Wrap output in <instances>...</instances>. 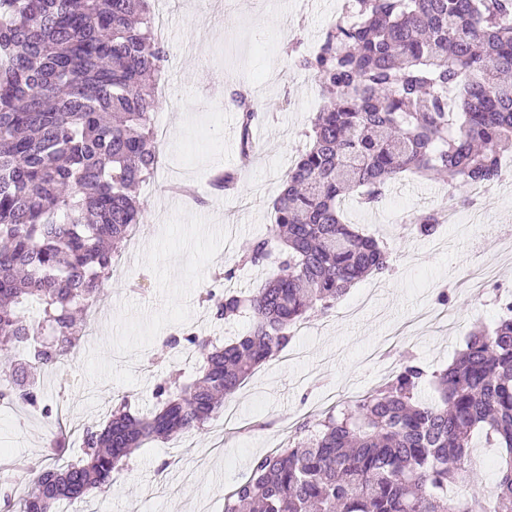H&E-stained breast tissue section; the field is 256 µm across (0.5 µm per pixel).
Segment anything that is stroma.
<instances>
[{
  "instance_id": "1",
  "label": "stroma",
  "mask_w": 512,
  "mask_h": 512,
  "mask_svg": "<svg viewBox=\"0 0 512 512\" xmlns=\"http://www.w3.org/2000/svg\"><path fill=\"white\" fill-rule=\"evenodd\" d=\"M344 0H272L240 7L238 0H156L167 19L169 96L153 114L160 163L142 184V224L112 267L105 296L91 316L67 374L44 375L49 404L68 410L70 423L16 406H0V456L33 467L77 459L86 426L107 420L114 398L126 395L134 412L154 409V389L169 372L182 382L197 375L199 359L169 350L168 336L192 329L219 340L247 332L251 319L215 320L199 302L221 285L254 292L279 272V256L261 267L239 256L274 222L272 201L306 146L324 97L315 75L293 63L314 53L339 17ZM253 100L254 152L239 161L236 96ZM236 171L237 183L218 191L215 170ZM453 202L459 220L431 236L409 233L404 221ZM348 222L386 243L392 272L353 285L329 315L313 314L293 338L298 358L259 366L231 398L233 420L216 418L181 446L149 441L112 490L89 493L81 512H224V495L250 474V463L286 444L297 423L319 418L331 394H363L379 383L383 365L414 355L424 366L452 363L473 326H494L498 290L512 289V255L474 245L492 225L512 222V180L481 198L449 192L446 183L405 176L383 200L365 208L347 198ZM495 269L483 293L469 279L477 265ZM152 353L151 370L136 369ZM61 436L58 449L50 437Z\"/></svg>"
}]
</instances>
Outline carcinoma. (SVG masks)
I'll return each mask as SVG.
<instances>
[{
  "mask_svg": "<svg viewBox=\"0 0 512 512\" xmlns=\"http://www.w3.org/2000/svg\"><path fill=\"white\" fill-rule=\"evenodd\" d=\"M166 62L151 0H0V350L14 359L0 405L52 415L37 375L70 361L73 309L100 302L144 217L136 190L159 163L152 114ZM299 65L327 101L272 202L271 235L243 248L253 266L274 242L286 259L254 294L206 291L215 318L248 313L251 331L231 343L168 337L170 349L200 355L199 377L159 384L146 415L118 398L106 423L83 429L76 462H13L28 491L0 484L10 512H59L108 492L145 442L202 429L311 313L390 271L386 247L342 220L351 192L373 207L405 171L454 190L501 179L512 153V81L502 80L512 74V0H347ZM238 103L246 164L256 111ZM410 223L430 236L441 215ZM28 300L39 319L20 309ZM427 383L438 397H419ZM479 434L498 450L496 491L452 498ZM224 512H512V308L493 328H473L452 364L430 372L408 356L338 413L303 423L252 460Z\"/></svg>",
  "mask_w": 512,
  "mask_h": 512,
  "instance_id": "cac0c4a2",
  "label": "carcinoma"
}]
</instances>
